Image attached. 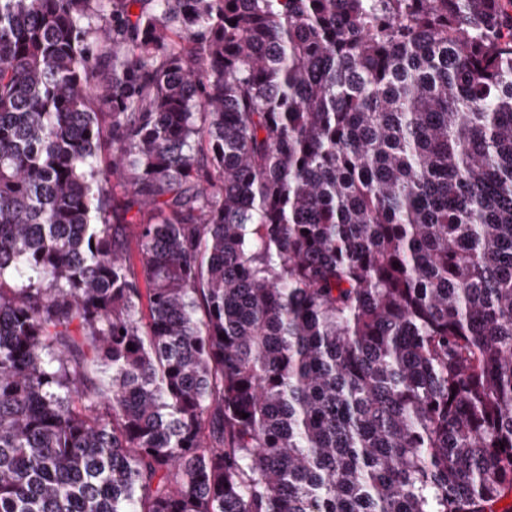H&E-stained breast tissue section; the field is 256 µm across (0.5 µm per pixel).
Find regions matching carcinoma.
Wrapping results in <instances>:
<instances>
[{
	"mask_svg": "<svg viewBox=\"0 0 512 512\" xmlns=\"http://www.w3.org/2000/svg\"><path fill=\"white\" fill-rule=\"evenodd\" d=\"M508 498L512 0H0V512Z\"/></svg>",
	"mask_w": 512,
	"mask_h": 512,
	"instance_id": "carcinoma-1",
	"label": "carcinoma"
}]
</instances>
